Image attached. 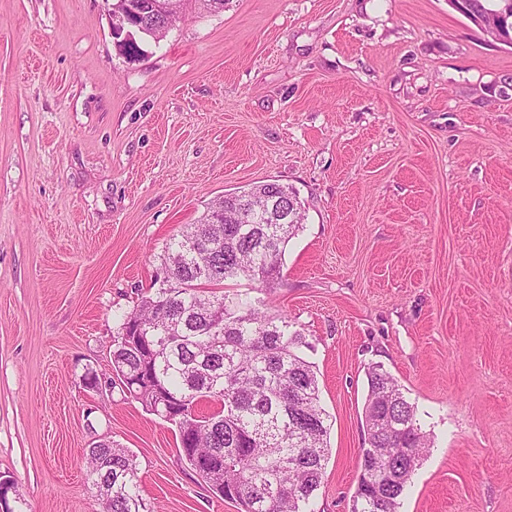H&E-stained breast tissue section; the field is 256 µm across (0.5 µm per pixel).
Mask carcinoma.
Segmentation results:
<instances>
[{
    "label": "carcinoma",
    "mask_w": 512,
    "mask_h": 512,
    "mask_svg": "<svg viewBox=\"0 0 512 512\" xmlns=\"http://www.w3.org/2000/svg\"><path fill=\"white\" fill-rule=\"evenodd\" d=\"M137 17L158 42L182 10ZM294 193L276 180L216 197L194 224L165 244L159 269L179 287L154 280L152 293L115 315L112 371L123 393L176 427L179 448L205 489L240 512H316L331 424L316 366L286 314H269L247 294L222 292L227 280L272 288L282 280L289 241L302 229L299 204L284 220L274 197ZM364 448L353 512H398L424 453L432 447L417 406L380 365L367 371ZM88 481L103 512H155L140 494L134 455L114 441L87 449Z\"/></svg>",
    "instance_id": "cac0c4a2"
}]
</instances>
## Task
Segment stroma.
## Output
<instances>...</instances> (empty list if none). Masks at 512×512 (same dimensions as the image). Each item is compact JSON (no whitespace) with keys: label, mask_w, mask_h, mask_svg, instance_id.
<instances>
[{"label":"stroma","mask_w":512,"mask_h":512,"mask_svg":"<svg viewBox=\"0 0 512 512\" xmlns=\"http://www.w3.org/2000/svg\"><path fill=\"white\" fill-rule=\"evenodd\" d=\"M127 55L106 0H0V480L10 512H102L84 452L129 448L158 512H240L109 374L114 316L225 191L306 207L252 290L309 344L351 512L367 368L434 446L400 512H512V47L448 0H186Z\"/></svg>","instance_id":"stroma-1"}]
</instances>
